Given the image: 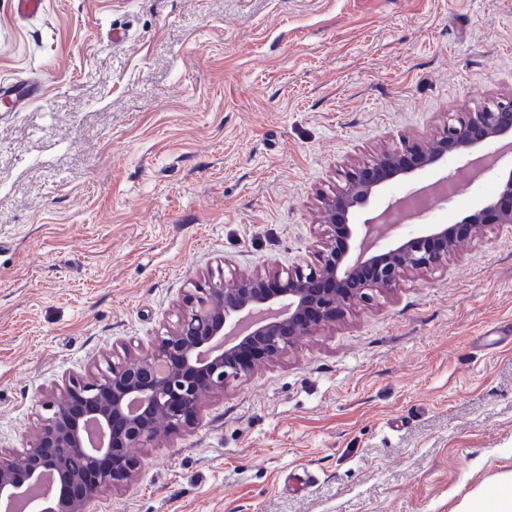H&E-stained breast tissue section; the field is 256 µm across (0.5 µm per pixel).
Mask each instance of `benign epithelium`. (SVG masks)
I'll list each match as a JSON object with an SVG mask.
<instances>
[{"mask_svg": "<svg viewBox=\"0 0 512 512\" xmlns=\"http://www.w3.org/2000/svg\"><path fill=\"white\" fill-rule=\"evenodd\" d=\"M511 138L512 97L491 100L471 112L448 114L430 146L385 150L346 173L345 186L322 200L321 220L330 233L316 251V264H298L283 274L238 273L232 288L211 276L185 296L175 324L142 355L69 377L60 392L49 395L51 415L40 419L26 447L0 455V498L18 497L55 474L59 497L36 512H86L104 486L133 482L142 462L130 449L153 442L160 425L191 428L203 395L278 360L297 337L459 251L457 226L447 224H428L378 247L380 225L352 223L378 190L447 159H486L492 144ZM497 180V193L479 199L460 223L473 230L512 224V168L500 169Z\"/></svg>", "mask_w": 512, "mask_h": 512, "instance_id": "benign-epithelium-1", "label": "benign epithelium"}]
</instances>
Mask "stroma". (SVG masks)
Listing matches in <instances>:
<instances>
[{"label":"stroma","mask_w":512,"mask_h":512,"mask_svg":"<svg viewBox=\"0 0 512 512\" xmlns=\"http://www.w3.org/2000/svg\"><path fill=\"white\" fill-rule=\"evenodd\" d=\"M0 452L47 395L137 356L224 268L313 261L341 173L512 96V0H0ZM462 162L386 185L364 223ZM462 183L422 223L495 192ZM512 224L465 240L137 449L89 512H454L512 473ZM43 96V87L30 78L25 81H0V112H18Z\"/></svg>","instance_id":"stroma-1"}]
</instances>
